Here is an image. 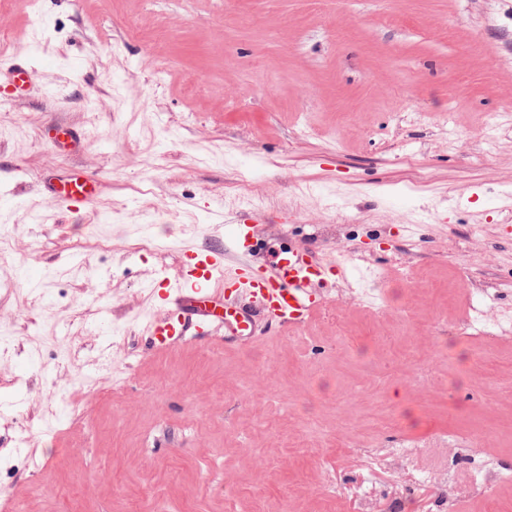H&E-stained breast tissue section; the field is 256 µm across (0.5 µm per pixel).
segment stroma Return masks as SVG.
I'll return each instance as SVG.
<instances>
[{"label": "stroma", "instance_id": "35a3bbf8", "mask_svg": "<svg viewBox=\"0 0 512 512\" xmlns=\"http://www.w3.org/2000/svg\"><path fill=\"white\" fill-rule=\"evenodd\" d=\"M5 2L37 91H0V512H512V0ZM72 171L76 211L43 184ZM254 215L258 263L378 279L150 350L182 250ZM49 189L61 204L70 209H79L93 202L99 194L97 183L80 175H72Z\"/></svg>", "mask_w": 512, "mask_h": 512}]
</instances>
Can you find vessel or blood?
<instances>
[{"mask_svg":"<svg viewBox=\"0 0 512 512\" xmlns=\"http://www.w3.org/2000/svg\"><path fill=\"white\" fill-rule=\"evenodd\" d=\"M0 78L26 94L34 89V68L26 61L1 63ZM52 191L70 209L93 202L99 194L97 183L80 175L61 180ZM264 231L260 223L237 224L223 249L183 252L182 273L169 284L174 305L148 328L152 348L164 350L220 329L246 343L258 322L292 328L321 308L325 267L303 247L289 250L272 265L255 264L253 241Z\"/></svg>","mask_w":512,"mask_h":512,"instance_id":"1","label":"vessel or blood"}]
</instances>
